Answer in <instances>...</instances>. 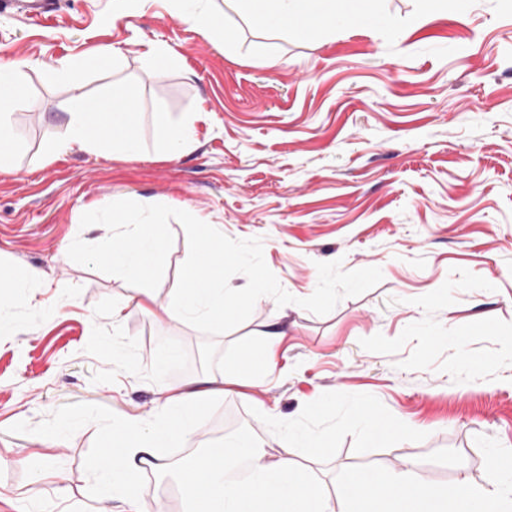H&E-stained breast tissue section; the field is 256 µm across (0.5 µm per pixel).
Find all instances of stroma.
Returning <instances> with one entry per match:
<instances>
[{"label":"stroma","mask_w":512,"mask_h":512,"mask_svg":"<svg viewBox=\"0 0 512 512\" xmlns=\"http://www.w3.org/2000/svg\"><path fill=\"white\" fill-rule=\"evenodd\" d=\"M419 0H377L367 19L298 36L251 24L233 0H202L235 36L224 49L168 0H58L35 21L0 12V64L19 62L25 103L13 116L15 168L0 172V266L39 271L6 310L0 335V512H127L91 502L89 468L130 417L151 420L163 388L203 375V333L162 309L188 256L174 236L147 309L101 254L120 236L116 211L158 200L258 238L295 303L261 297L218 348L276 327L282 338L262 380L225 376L223 402L201 409L167 460L238 426L335 493L346 467L398 470L412 460L430 483L481 482L476 436L512 448V0H449L422 26ZM262 41L278 58H253ZM164 43L175 63L147 53ZM131 90L141 153L93 155L65 140L64 101ZM196 112L193 148L163 154L157 112ZM86 239L78 256L70 242ZM380 268L382 281L318 316L298 306L317 263ZM176 345L175 362L162 363ZM393 427L372 442L365 420ZM297 425L324 440L316 458L287 448ZM143 506L183 512L176 484L141 471Z\"/></svg>","instance_id":"35a3bbf8"}]
</instances>
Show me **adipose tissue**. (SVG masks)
<instances>
[{
    "label": "adipose tissue",
    "mask_w": 512,
    "mask_h": 512,
    "mask_svg": "<svg viewBox=\"0 0 512 512\" xmlns=\"http://www.w3.org/2000/svg\"><path fill=\"white\" fill-rule=\"evenodd\" d=\"M237 6L257 27L277 31L293 28L304 32L312 27L335 23L336 19L369 14L373 0H236ZM24 97L20 91L14 67L0 65V170H10L14 164L16 133L12 116ZM130 96L126 89H113L106 103L96 105L80 94H72L66 103L67 133L70 144L89 153H101L116 148L135 154L140 145L131 133L134 113L128 112ZM195 115L182 113L171 119L168 113L158 112L154 123L162 149L169 154H182L194 143ZM121 238L105 243V254L113 272L133 283V295L139 301L149 297L152 277L165 263L163 227L154 220L135 213L123 222ZM223 376H209L199 380L194 390H169L159 407L156 420L144 425L129 420L114 426L107 439V452L95 458L91 469L101 481L91 492V498L100 495L119 496L127 501L130 512H142L137 498L133 476L150 468L165 469L158 456L161 448L174 447L186 426L202 407L222 401Z\"/></svg>",
    "instance_id": "obj_1"
}]
</instances>
